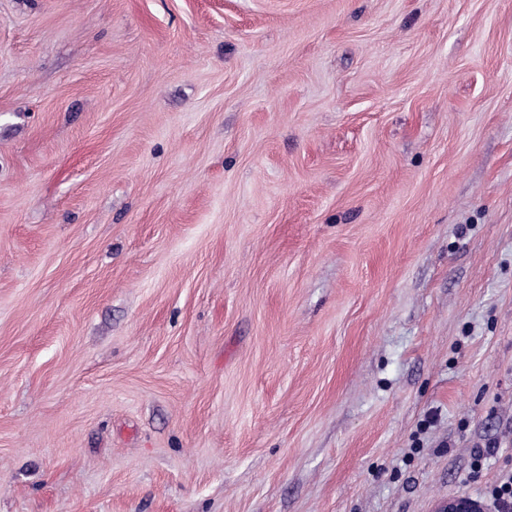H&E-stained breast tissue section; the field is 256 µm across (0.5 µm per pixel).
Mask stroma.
I'll list each match as a JSON object with an SVG mask.
<instances>
[{
  "label": "stroma",
  "mask_w": 512,
  "mask_h": 512,
  "mask_svg": "<svg viewBox=\"0 0 512 512\" xmlns=\"http://www.w3.org/2000/svg\"><path fill=\"white\" fill-rule=\"evenodd\" d=\"M509 472L512 0H0V512Z\"/></svg>",
  "instance_id": "obj_1"
}]
</instances>
